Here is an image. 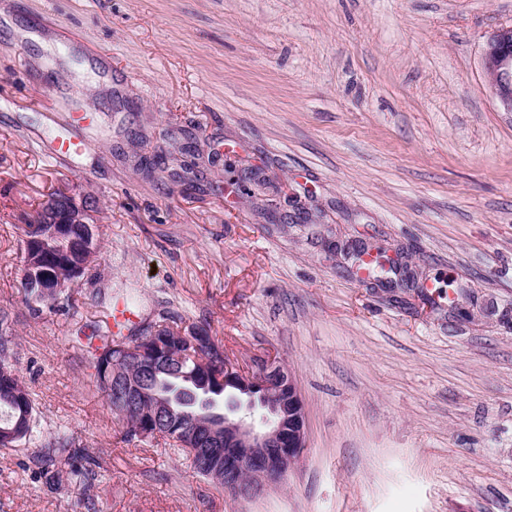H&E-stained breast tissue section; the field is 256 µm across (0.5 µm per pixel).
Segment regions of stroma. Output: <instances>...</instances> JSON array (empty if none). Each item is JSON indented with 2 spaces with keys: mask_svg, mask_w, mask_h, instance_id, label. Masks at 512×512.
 <instances>
[{
  "mask_svg": "<svg viewBox=\"0 0 512 512\" xmlns=\"http://www.w3.org/2000/svg\"><path fill=\"white\" fill-rule=\"evenodd\" d=\"M509 25L512 0H0V342L72 441L49 479L0 448V512H512V112L483 61ZM179 129L197 180L144 178ZM57 187L98 201L101 254L35 316L20 229ZM359 246L423 287L359 278ZM129 299L127 331L290 369L281 484L235 497L124 438L77 330Z\"/></svg>",
  "mask_w": 512,
  "mask_h": 512,
  "instance_id": "stroma-1",
  "label": "stroma"
}]
</instances>
